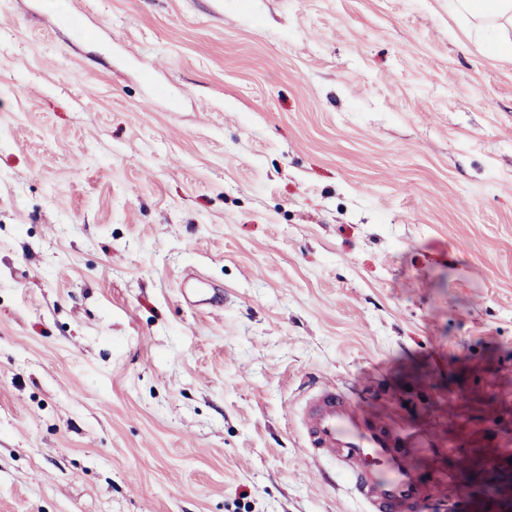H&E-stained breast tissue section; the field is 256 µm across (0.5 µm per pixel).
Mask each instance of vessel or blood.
<instances>
[{
  "label": "vessel or blood",
  "mask_w": 512,
  "mask_h": 512,
  "mask_svg": "<svg viewBox=\"0 0 512 512\" xmlns=\"http://www.w3.org/2000/svg\"><path fill=\"white\" fill-rule=\"evenodd\" d=\"M183 284L193 304L215 305L195 273H187ZM302 429L308 456L334 465L366 512H421L429 494L448 490L446 479L418 473L412 454L416 437L336 384H323L306 400Z\"/></svg>",
  "instance_id": "1"
}]
</instances>
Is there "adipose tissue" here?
I'll list each match as a JSON object with an SVG mask.
<instances>
[{"mask_svg":"<svg viewBox=\"0 0 512 512\" xmlns=\"http://www.w3.org/2000/svg\"><path fill=\"white\" fill-rule=\"evenodd\" d=\"M449 9L464 18L475 34L498 35V54L512 59V0H448Z\"/></svg>","mask_w":512,"mask_h":512,"instance_id":"1","label":"adipose tissue"}]
</instances>
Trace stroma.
Segmentation results:
<instances>
[{
	"mask_svg": "<svg viewBox=\"0 0 512 512\" xmlns=\"http://www.w3.org/2000/svg\"><path fill=\"white\" fill-rule=\"evenodd\" d=\"M75 2L0 0V512H363L302 448L314 382L423 437L425 512H512L493 37L448 0ZM202 281L196 276L195 273L189 272L183 280L184 291L194 305H208L214 306L218 302L213 295H210L207 288L199 287Z\"/></svg>",
	"mask_w": 512,
	"mask_h": 512,
	"instance_id": "obj_1",
	"label": "stroma"
}]
</instances>
